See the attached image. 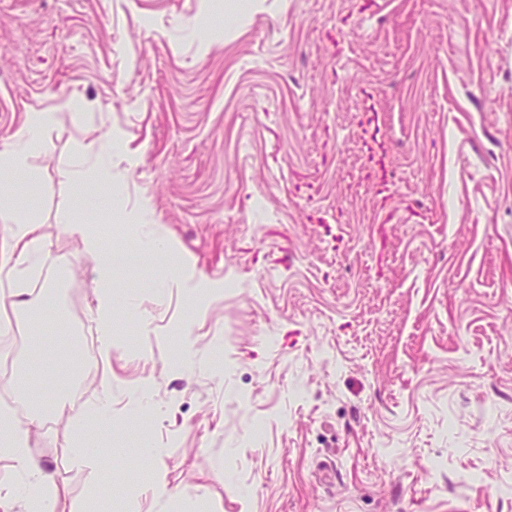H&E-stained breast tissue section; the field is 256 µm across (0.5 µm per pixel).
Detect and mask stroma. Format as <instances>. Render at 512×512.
Listing matches in <instances>:
<instances>
[{
    "label": "stroma",
    "instance_id": "stroma-1",
    "mask_svg": "<svg viewBox=\"0 0 512 512\" xmlns=\"http://www.w3.org/2000/svg\"><path fill=\"white\" fill-rule=\"evenodd\" d=\"M224 3L0 0V144L55 113L1 187L47 235L46 338L98 337L66 220L174 258L118 270L111 357L30 436L55 512L106 475L112 512H512V0H240L215 38ZM107 393L122 438L78 457ZM112 153V135L102 142L95 151L83 153L72 166L70 176L82 185L88 179L112 180L110 155Z\"/></svg>",
    "mask_w": 512,
    "mask_h": 512
}]
</instances>
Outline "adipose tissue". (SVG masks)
I'll use <instances>...</instances> for the list:
<instances>
[{
    "instance_id": "adipose-tissue-1",
    "label": "adipose tissue",
    "mask_w": 512,
    "mask_h": 512,
    "mask_svg": "<svg viewBox=\"0 0 512 512\" xmlns=\"http://www.w3.org/2000/svg\"><path fill=\"white\" fill-rule=\"evenodd\" d=\"M52 118L48 112L29 113L28 119L13 136L10 143L0 148V173L21 170L29 155L40 147L43 126ZM0 224L9 230V239L0 244V278L9 283L0 291V335L13 331L9 318L3 317L6 309L26 310L31 301L26 289L20 288L19 280L37 263L48 259L45 249L46 236L41 224L18 220L7 195H0ZM71 233L83 241L87 254L98 257L97 276L94 281L95 321L103 353L112 351V318L114 295L112 274L116 264L112 253L106 252L100 232L90 224H72ZM20 394L31 406L28 423L19 424L11 417H0V456L15 461L24 479L17 487L0 493V512H13L16 501H23L26 512H54L59 489L51 480L46 466L32 455L28 442L30 427L39 423L43 411L54 402L36 383L30 374L20 376L17 384ZM81 428L74 441V452L79 456L94 454L98 443L92 440L88 429H99L112 424V398L104 396L100 403L81 414Z\"/></svg>"
}]
</instances>
